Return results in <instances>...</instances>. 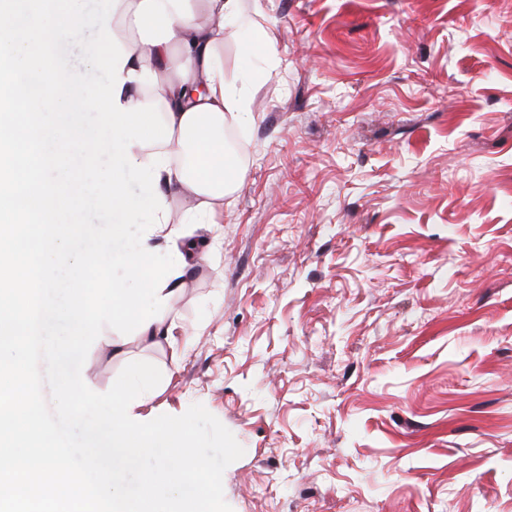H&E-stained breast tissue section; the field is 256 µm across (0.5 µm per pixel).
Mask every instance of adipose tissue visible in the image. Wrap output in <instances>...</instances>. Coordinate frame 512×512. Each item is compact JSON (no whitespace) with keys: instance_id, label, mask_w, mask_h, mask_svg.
<instances>
[{"instance_id":"1","label":"adipose tissue","mask_w":512,"mask_h":512,"mask_svg":"<svg viewBox=\"0 0 512 512\" xmlns=\"http://www.w3.org/2000/svg\"><path fill=\"white\" fill-rule=\"evenodd\" d=\"M83 21L63 0L47 10L45 0H0V50L9 61L25 63L29 81L16 85L15 101H31L38 81L56 101L53 112H26L22 119L0 113V131L38 146L39 174L13 194L9 203L40 218L43 234L30 238L28 251L49 259L63 254L65 241L79 226L70 216L78 196L72 183L56 175L59 157L70 150L94 160L109 143L150 185L140 200L127 196L120 177L103 189L113 211H148L151 224L117 258L137 280L133 288H113L110 300L90 307L80 288H72L69 313L73 332L55 348L57 365L72 352L101 347L113 356L133 340L154 346L173 342L176 321L171 305L189 271L205 259L188 230L214 223L234 182V161L224 144L225 124L249 117L241 88L224 76V38L249 28L239 0H105L96 19L108 53V75L98 91L72 102L71 84L59 77L52 60L33 59L34 46L77 37ZM98 113L102 140L89 138L81 115ZM193 198L181 221H172L170 195Z\"/></svg>"}]
</instances>
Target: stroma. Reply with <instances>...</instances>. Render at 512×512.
Instances as JSON below:
<instances>
[{
	"label": "stroma",
	"mask_w": 512,
	"mask_h": 512,
	"mask_svg": "<svg viewBox=\"0 0 512 512\" xmlns=\"http://www.w3.org/2000/svg\"><path fill=\"white\" fill-rule=\"evenodd\" d=\"M52 58L79 96L105 48ZM220 249L137 412L203 405L233 512H512V0H241Z\"/></svg>",
	"instance_id": "35a3bbf8"
}]
</instances>
